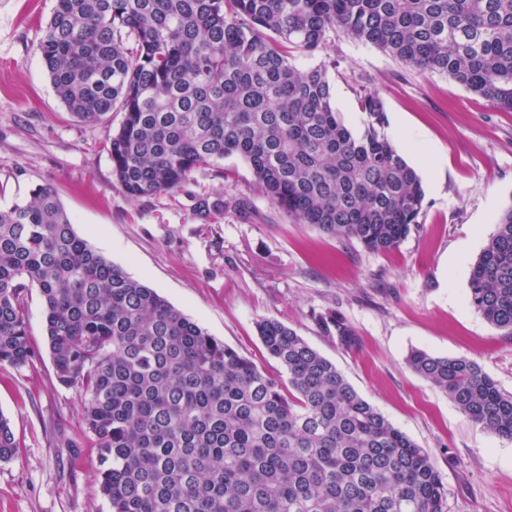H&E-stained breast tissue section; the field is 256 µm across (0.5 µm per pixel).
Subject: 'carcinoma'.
I'll list each match as a JSON object with an SVG mask.
<instances>
[{"label":"carcinoma","mask_w":512,"mask_h":512,"mask_svg":"<svg viewBox=\"0 0 512 512\" xmlns=\"http://www.w3.org/2000/svg\"><path fill=\"white\" fill-rule=\"evenodd\" d=\"M336 31L512 112V0H57L39 52L78 121L123 114L107 147L130 197L174 192L237 156L298 223L386 252L418 225L425 193L377 93L361 96L355 134L326 64L293 63L290 50L311 57ZM32 286L110 512H446L428 452L295 330L257 322L285 385L92 249L49 185L0 208L1 365L34 356ZM468 301L512 335V208L470 269ZM318 323L357 345L336 312ZM406 366L512 441V394L478 362L413 349ZM17 448L0 413V461Z\"/></svg>","instance_id":"1"}]
</instances>
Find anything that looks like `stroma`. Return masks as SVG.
<instances>
[{
  "instance_id": "35a3bbf8",
  "label": "stroma",
  "mask_w": 512,
  "mask_h": 512,
  "mask_svg": "<svg viewBox=\"0 0 512 512\" xmlns=\"http://www.w3.org/2000/svg\"><path fill=\"white\" fill-rule=\"evenodd\" d=\"M55 6L0 0V208L53 185L93 249L264 372L287 376L266 353L257 321L293 328L429 453L448 490L447 512H512V442L471 422L405 365L415 348L473 359L512 393V336L468 303L470 267L512 207V112L333 33L317 58L295 63L327 62L345 124L362 129L360 97L375 91L408 164L427 152L442 160L421 171L419 226L397 248L372 252L297 223L235 156L198 169L177 192L134 200L113 178L107 150L121 113L77 121L42 64L38 43ZM201 198L226 207L200 218ZM331 310L356 330V348L321 331L318 318ZM24 316L35 355L20 368L0 365V413L18 442L16 456L0 462V512H109L81 399L54 375L38 289L27 292Z\"/></svg>"
}]
</instances>
